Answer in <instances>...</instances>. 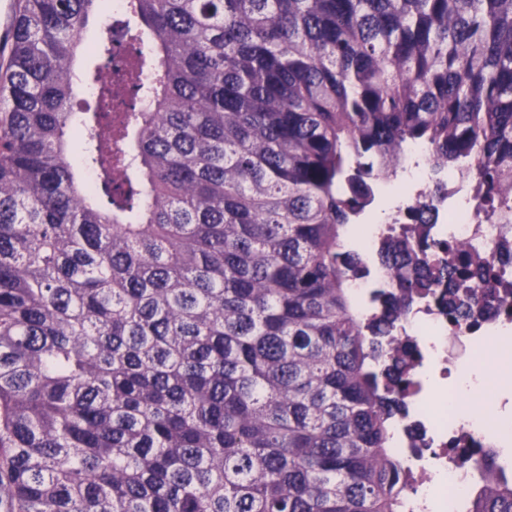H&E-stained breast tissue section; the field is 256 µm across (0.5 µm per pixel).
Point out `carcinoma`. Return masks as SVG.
<instances>
[{
	"mask_svg": "<svg viewBox=\"0 0 512 512\" xmlns=\"http://www.w3.org/2000/svg\"><path fill=\"white\" fill-rule=\"evenodd\" d=\"M95 2L17 0L0 63V512H402L395 323L477 327L512 284L430 258L424 207L363 319L347 230L411 143L512 224V0H130L150 110L78 121ZM476 452L466 512H512Z\"/></svg>",
	"mask_w": 512,
	"mask_h": 512,
	"instance_id": "carcinoma-1",
	"label": "carcinoma"
}]
</instances>
